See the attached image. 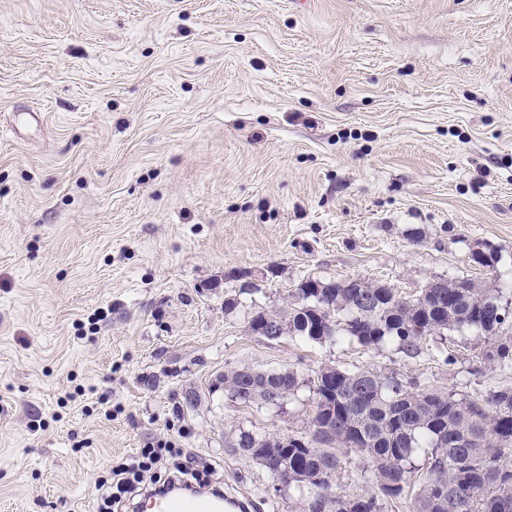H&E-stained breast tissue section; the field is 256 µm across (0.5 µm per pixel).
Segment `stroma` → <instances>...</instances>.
<instances>
[{
    "mask_svg": "<svg viewBox=\"0 0 512 512\" xmlns=\"http://www.w3.org/2000/svg\"><path fill=\"white\" fill-rule=\"evenodd\" d=\"M440 277L512 298V0H0V512H96L106 466L166 438L249 512H303L228 442L307 434L320 368L475 399L512 373L473 330L409 358L251 313ZM233 367L306 385L245 407Z\"/></svg>",
    "mask_w": 512,
    "mask_h": 512,
    "instance_id": "35a3bbf8",
    "label": "stroma"
}]
</instances>
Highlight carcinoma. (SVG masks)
<instances>
[{"label": "carcinoma", "instance_id": "1", "mask_svg": "<svg viewBox=\"0 0 512 512\" xmlns=\"http://www.w3.org/2000/svg\"><path fill=\"white\" fill-rule=\"evenodd\" d=\"M287 309L253 312L248 331L283 323L284 335L323 343L342 336L359 345L392 346L413 358L429 336L476 329L494 341L480 352L486 367L512 368V307L489 281L437 279L411 299L365 280L300 284ZM302 382L296 371L232 368L224 389L242 405L278 406ZM314 413L325 430H311L303 445L269 443L241 430L229 447L260 462L268 472L288 471L286 489L306 494L305 512H385L417 474L412 512H512V387L473 400L454 391L428 389L375 369L319 371ZM345 449L360 454L373 493L335 490ZM427 450L421 465L419 451Z\"/></svg>", "mask_w": 512, "mask_h": 512}]
</instances>
